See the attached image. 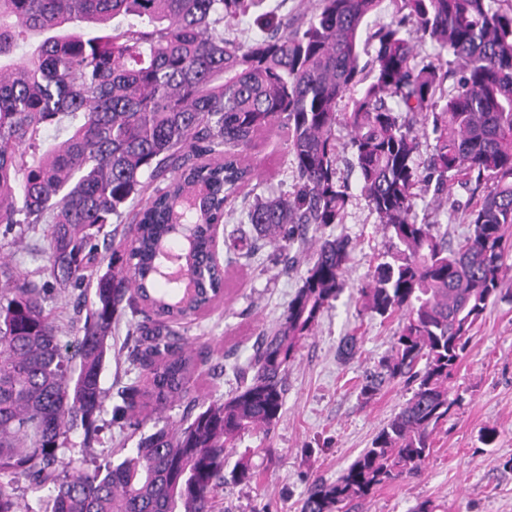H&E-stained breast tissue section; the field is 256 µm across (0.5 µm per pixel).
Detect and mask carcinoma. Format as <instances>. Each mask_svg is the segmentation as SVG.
<instances>
[{
  "mask_svg": "<svg viewBox=\"0 0 512 512\" xmlns=\"http://www.w3.org/2000/svg\"><path fill=\"white\" fill-rule=\"evenodd\" d=\"M398 21L363 37L382 0H316L305 22L283 25L264 0H0V224L50 225V270L95 279L73 353L46 311V289L0 263V512H213L224 447L270 431L301 340L346 285L352 241L320 237L315 259L278 326L262 336L248 383L175 426L141 435L117 464L85 467L68 446L89 437L105 399L100 375L112 321L129 309L128 359L149 389L121 394L115 418L143 423L150 405L189 396L194 362L171 325L224 290L212 264L211 227L233 213L258 177L241 160L263 131L287 132L293 190L245 212L255 235L279 248L314 224H342L351 194L337 173L336 126L348 129L361 196L391 242L359 289L365 311L401 316L390 351L363 379L367 401L404 382L411 396L371 446L332 483L315 481L301 512H352L373 491L417 471L432 434L461 402L451 382L469 334L500 291L512 227V0H400ZM254 10L259 39L224 38V23ZM43 36L25 61L15 51ZM432 45V60L418 59ZM371 48L370 74L360 59ZM346 109H340L341 103ZM81 122L39 155L59 116ZM429 150L419 162L421 147ZM165 187H152L156 181ZM471 196L457 248L419 219L416 190L446 203ZM134 246L112 248L113 219ZM195 225L184 262L207 270L191 294L161 289L158 244L173 225ZM103 235L118 269L91 268ZM359 337L341 339L352 359ZM42 493L31 504L20 484Z\"/></svg>",
  "mask_w": 512,
  "mask_h": 512,
  "instance_id": "1",
  "label": "carcinoma"
}]
</instances>
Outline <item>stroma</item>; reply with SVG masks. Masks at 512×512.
I'll list each match as a JSON object with an SVG mask.
<instances>
[{
	"label": "stroma",
	"instance_id": "35a3bbf8",
	"mask_svg": "<svg viewBox=\"0 0 512 512\" xmlns=\"http://www.w3.org/2000/svg\"><path fill=\"white\" fill-rule=\"evenodd\" d=\"M284 131L260 135L248 149V159L259 177L236 202L243 210L269 188L289 190L293 165ZM419 217L436 225L439 234L459 242L467 232L459 216L437 207L431 194L418 192ZM47 225L9 227L0 224V261L10 263L47 290L46 308L61 343L73 344L83 325V287L55 280L49 271ZM327 235L348 237L355 245L346 276L347 285L320 317L313 333L301 343L286 374L281 418L271 432H254L225 451V470L249 461L257 480L226 482L214 493L213 512H301L306 491L314 480L331 483L370 447L373 437L409 396L404 384H391L370 402L359 395L362 376L385 355L396 336L398 319L381 320L363 311L358 290L365 282L388 238L361 196H353L343 224L327 228ZM307 230L305 243H293L292 267L283 256L265 246L257 259H237L227 265L224 295L207 312L188 319L180 330V344L194 356L190 383L201 403L226 399L238 386L234 368L245 366L263 332L277 320L302 284L314 249ZM122 327L108 339L100 385L106 393L99 417L100 430L84 443L70 436L75 450L120 462L126 449L135 447L141 434L154 429L146 422L141 431L119 428L112 409L122 387L145 386V373L127 359L128 341ZM357 333L360 348L348 361L337 347L343 336ZM461 397L447 423L433 436L430 456L418 472L379 487L357 512H413L428 500L435 512H512V257L506 261L502 292L489 305L471 333L466 354L454 375ZM493 434L484 444L485 434Z\"/></svg>",
	"mask_w": 512,
	"mask_h": 512
}]
</instances>
